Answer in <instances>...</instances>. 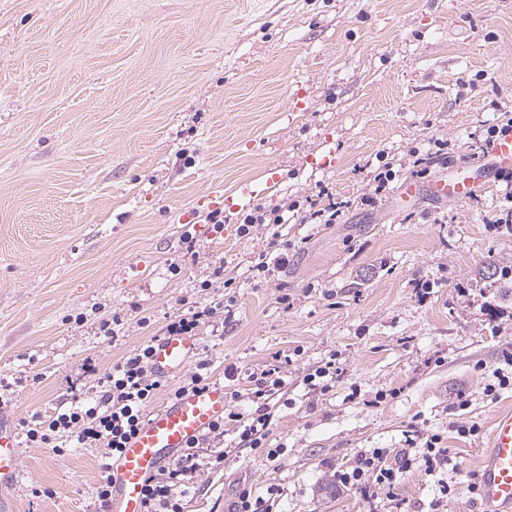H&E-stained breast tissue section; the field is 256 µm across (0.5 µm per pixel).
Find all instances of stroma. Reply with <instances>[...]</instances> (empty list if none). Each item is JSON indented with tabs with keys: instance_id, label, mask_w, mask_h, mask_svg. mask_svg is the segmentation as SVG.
<instances>
[{
	"instance_id": "1",
	"label": "stroma",
	"mask_w": 512,
	"mask_h": 512,
	"mask_svg": "<svg viewBox=\"0 0 512 512\" xmlns=\"http://www.w3.org/2000/svg\"><path fill=\"white\" fill-rule=\"evenodd\" d=\"M510 106L512 0H0V378L25 379L13 425L91 400L85 362L107 372L213 306L197 356L244 414L252 375L279 366L267 444L283 452L210 440L204 456L222 462L197 471L183 512H226L243 484L280 489L281 512H427L418 470L391 500L322 490L359 451L417 433L450 451L444 512H478L469 475L512 411V391L482 393L512 347V283L488 273L512 266L504 183L491 175L458 206L396 201L417 157L428 180L447 175ZM386 165L396 177L378 195ZM271 166L280 182L255 204L299 203L292 223L241 236L245 204L211 231L204 196ZM334 203L336 223L308 221ZM186 212L197 223L180 224ZM277 230L285 261L254 280ZM113 312L109 337L99 320ZM331 359L332 391L304 384ZM16 443L18 512H100L102 449Z\"/></svg>"
}]
</instances>
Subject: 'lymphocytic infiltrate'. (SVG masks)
I'll list each match as a JSON object with an SVG mask.
<instances>
[{"label": "lymphocytic infiltrate", "instance_id": "obj_1", "mask_svg": "<svg viewBox=\"0 0 512 512\" xmlns=\"http://www.w3.org/2000/svg\"><path fill=\"white\" fill-rule=\"evenodd\" d=\"M151 351V344H140L103 374L98 373L95 365H88L89 375L95 376L102 387L101 394L92 402L75 405L52 418L32 417L26 431L28 443L52 449L61 456L74 440L88 448L103 449L108 457L119 455L142 424L145 408L161 387L151 369ZM283 386L284 381L275 369L262 372L250 393L255 410L247 415L234 411L227 415L226 421L236 424L232 447L261 449L270 459L279 456V449L267 447L266 439L272 419L270 402ZM204 440L189 442L174 463L146 479L143 512H182L180 500L188 492L186 478L205 464L200 454ZM387 456L384 448L360 451L352 469L338 476V486L359 489L370 501L388 499L393 497L404 473L420 469L437 479V496L431 502L430 512H439L442 501L454 491L447 479L439 475L448 465V450L441 436L431 434L425 436L422 446L401 449L395 463H388Z\"/></svg>", "mask_w": 512, "mask_h": 512}]
</instances>
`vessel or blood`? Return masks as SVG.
Instances as JSON below:
<instances>
[{"mask_svg": "<svg viewBox=\"0 0 512 512\" xmlns=\"http://www.w3.org/2000/svg\"><path fill=\"white\" fill-rule=\"evenodd\" d=\"M512 169V132L502 134L477 159L461 163L459 173L428 185L406 181L401 199L416 197L428 191L433 197L451 203L470 201L486 185L481 174ZM279 182L271 173L264 185H243L237 198L224 197L214 191L207 197L209 206L233 209L266 194ZM200 346L195 336H167L153 343L152 369L158 378L167 379L185 371ZM227 406L223 384L214 383L200 390L182 392L172 401L151 412L136 434L105 471L111 495L105 512H142V488L145 479L166 463L176 459L190 441L207 432L221 419ZM12 424L0 408V512H18L14 491L24 477V469L16 448ZM480 512H512V413L495 417L488 446L477 460Z\"/></svg>", "mask_w": 512, "mask_h": 512, "instance_id": "obj_1", "label": "vessel or blood"}]
</instances>
